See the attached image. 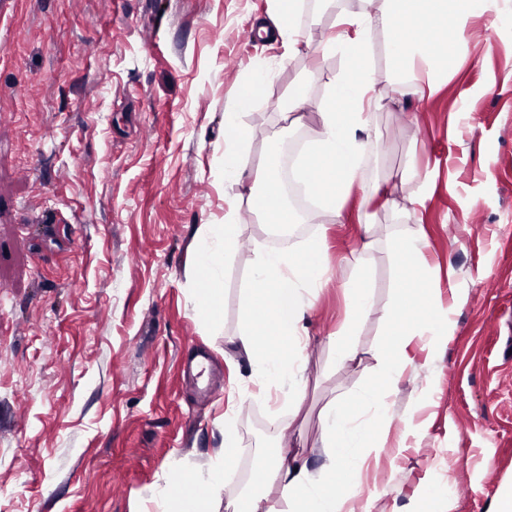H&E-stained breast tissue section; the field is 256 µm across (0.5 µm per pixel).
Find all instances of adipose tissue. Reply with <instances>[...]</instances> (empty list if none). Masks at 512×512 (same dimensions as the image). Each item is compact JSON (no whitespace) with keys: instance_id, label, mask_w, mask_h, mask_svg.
I'll return each mask as SVG.
<instances>
[{"instance_id":"1","label":"adipose tissue","mask_w":512,"mask_h":512,"mask_svg":"<svg viewBox=\"0 0 512 512\" xmlns=\"http://www.w3.org/2000/svg\"><path fill=\"white\" fill-rule=\"evenodd\" d=\"M473 0H385L376 10L361 9L344 14L347 33L323 47L340 53L345 68L329 93L310 102L302 90L288 97L287 111L315 112L316 136L301 160L297 175L313 194L316 208L310 219L332 223L352 189L361 192L364 209L362 257L351 273L349 314L331 342L336 358L354 362L359 353L351 341V329L371 305L364 255L376 245L378 217L370 204L388 197L387 181L367 177L375 151L372 130L375 108L371 94L377 73L369 60L366 41L375 31L388 35L387 50L392 86L397 98L437 93L435 84H423V76L447 68L463 30H449L448 17H466ZM252 136L243 113L224 115L223 177L227 188L245 182L260 187L256 209L271 213L280 225L296 223L297 215L283 195L281 157L268 151L255 169L243 165L242 154ZM239 210L229 207L220 224H202L193 233L199 261L191 270L196 284L190 299L209 335L224 333V257L237 244ZM398 288L386 311V332L374 358L372 380L350 397L332 401L321 416V439L327 449L319 466L302 455L280 448L270 460V469L280 490L277 501L260 496H227L224 512H346L347 503L336 496L337 483L354 484L366 462L380 456L395 420L389 396L411 360L407 354L414 342L435 344L448 334V307L440 297L425 257L426 240L414 231L393 238ZM321 246L312 243L301 250H272L255 244L251 266L252 286L241 308V327L235 343L249 364L247 384L237 392L235 407L225 412L220 424L223 447L206 465L167 475L146 491L154 512H212L211 503L224 487L230 456L239 445L236 407L247 401L265 403L272 393L288 396L279 412L283 426L297 415L295 399L307 362L309 336L305 325L321 288L332 273L320 258Z\"/></svg>"}]
</instances>
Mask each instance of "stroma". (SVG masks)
I'll return each instance as SVG.
<instances>
[{
    "label": "stroma",
    "mask_w": 512,
    "mask_h": 512,
    "mask_svg": "<svg viewBox=\"0 0 512 512\" xmlns=\"http://www.w3.org/2000/svg\"><path fill=\"white\" fill-rule=\"evenodd\" d=\"M361 0H299L300 53L243 31L272 0H0V512H150V485L206 464L222 446L219 418L248 368L230 340L240 325L253 242L273 247L248 198L225 188L224 112L239 109L251 70L281 65L250 116L243 154L256 167L273 145L310 139L314 117L282 111L295 86L328 94L345 66L323 45ZM500 12L468 19L466 41L432 97L395 106L384 34L369 54L387 108L377 117L375 174L435 172L407 224L381 215L367 260L371 309L353 330L362 365L338 364L330 334L345 319L346 260L361 245L351 194L341 223L309 224L290 239L326 245L333 271L306 318L311 343L298 420L238 411L228 492L274 500L267 474L279 442L310 462L326 455L322 407L370 380L395 288L388 239L423 229L427 259L453 328L392 391L397 418L419 416L399 443L392 426L380 463L361 473L373 503L356 512H437L426 494L446 479L453 512H497L512 502V33ZM243 223L224 259V330L209 336L187 277L197 225L220 224L231 203ZM206 352L223 369L214 397L193 395L185 361Z\"/></svg>",
    "instance_id": "35a3bbf8"
}]
</instances>
